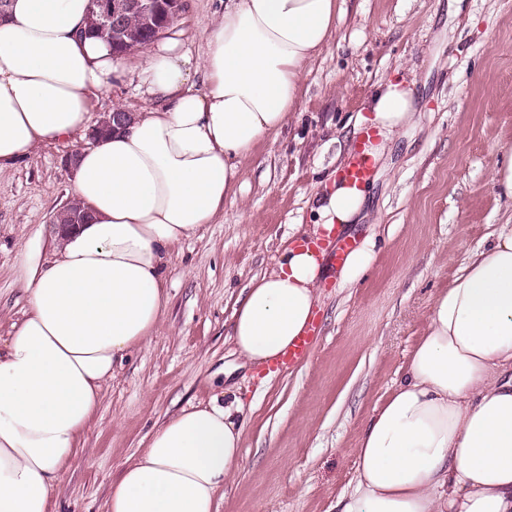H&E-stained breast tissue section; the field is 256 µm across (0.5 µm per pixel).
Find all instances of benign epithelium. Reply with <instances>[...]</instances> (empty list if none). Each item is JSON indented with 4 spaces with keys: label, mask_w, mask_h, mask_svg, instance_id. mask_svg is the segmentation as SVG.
Returning <instances> with one entry per match:
<instances>
[{
    "label": "benign epithelium",
    "mask_w": 512,
    "mask_h": 512,
    "mask_svg": "<svg viewBox=\"0 0 512 512\" xmlns=\"http://www.w3.org/2000/svg\"><path fill=\"white\" fill-rule=\"evenodd\" d=\"M183 0H92L87 29L101 33H126L122 57L141 51L166 34L182 10ZM138 15L141 24L136 31L127 30L131 15Z\"/></svg>",
    "instance_id": "1"
}]
</instances>
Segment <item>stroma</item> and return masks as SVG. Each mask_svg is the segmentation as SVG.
Segmentation results:
<instances>
[{"label":"stroma","instance_id":"1","mask_svg":"<svg viewBox=\"0 0 512 512\" xmlns=\"http://www.w3.org/2000/svg\"><path fill=\"white\" fill-rule=\"evenodd\" d=\"M225 0H184L171 26L192 58ZM144 53L122 57L119 80L91 95L93 119L151 106ZM414 81L416 128L367 184L366 219L348 225L371 251L354 280L322 288L306 360L268 374L239 366L226 336L235 303L273 268L282 246L315 220L317 185L361 140L358 117L380 80ZM71 138L45 143L0 171V336L28 303L22 262L53 255L55 214L71 199ZM512 147V0H342L328 46L307 67L298 109L238 166L224 213L165 259L169 303L151 339L118 366L63 472L52 512H105L122 464L191 405L241 399L239 475L219 512H332L349 491L354 448L373 408L401 377L436 293L493 225L512 217L493 169Z\"/></svg>","mask_w":512,"mask_h":512}]
</instances>
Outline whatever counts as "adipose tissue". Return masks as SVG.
Masks as SVG:
<instances>
[{"label":"adipose tissue","mask_w":512,"mask_h":512,"mask_svg":"<svg viewBox=\"0 0 512 512\" xmlns=\"http://www.w3.org/2000/svg\"><path fill=\"white\" fill-rule=\"evenodd\" d=\"M89 9L9 0L0 15V170L83 133L90 94L111 90L110 46L80 35ZM339 11V0H229L201 60L173 38L149 50L153 108L78 153L72 193L90 218L56 238L51 261L26 259L28 308L0 342V512H50L117 361L167 310V253L223 213L238 164L296 111ZM417 114L412 83L379 85L359 117L376 135L373 160ZM365 200V186L328 176L304 238L363 219ZM321 272V254L283 246L234 311L238 359L270 364L304 334ZM242 411L213 402L167 419L122 466L106 512H218L240 470ZM353 482L336 512H512L511 223L435 295L400 380L363 425Z\"/></svg>","instance_id":"obj_1"}]
</instances>
